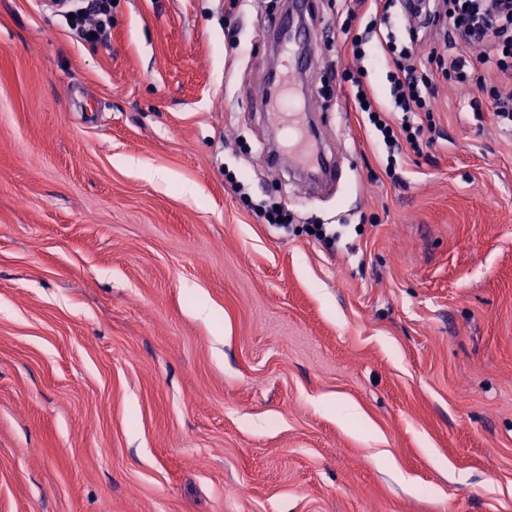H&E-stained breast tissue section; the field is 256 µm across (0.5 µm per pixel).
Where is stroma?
<instances>
[{
  "mask_svg": "<svg viewBox=\"0 0 512 512\" xmlns=\"http://www.w3.org/2000/svg\"><path fill=\"white\" fill-rule=\"evenodd\" d=\"M339 8L308 192L263 152L283 0H112L104 45L0 0V512H512V132L393 8L436 144L392 183Z\"/></svg>",
  "mask_w": 512,
  "mask_h": 512,
  "instance_id": "obj_1",
  "label": "stroma"
}]
</instances>
